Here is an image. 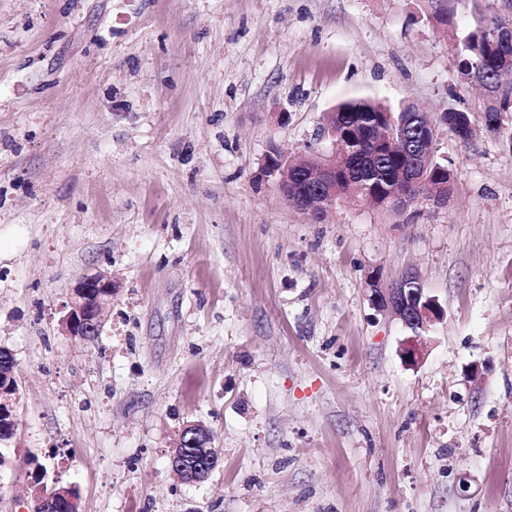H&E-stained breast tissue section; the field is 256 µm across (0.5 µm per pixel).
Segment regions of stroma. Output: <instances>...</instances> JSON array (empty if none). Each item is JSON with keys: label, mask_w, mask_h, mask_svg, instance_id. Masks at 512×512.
<instances>
[{"label": "stroma", "mask_w": 512, "mask_h": 512, "mask_svg": "<svg viewBox=\"0 0 512 512\" xmlns=\"http://www.w3.org/2000/svg\"><path fill=\"white\" fill-rule=\"evenodd\" d=\"M454 44L428 0H0V512H33L39 464L81 512H512V107L439 133L438 207L313 223L264 172L330 151L347 100L481 124ZM372 269L445 310L416 365ZM95 271L117 291L78 341ZM194 421L222 461L185 483L167 454ZM116 285L112 276L95 272L84 276L72 289L61 320L63 331L73 339L86 340L99 334L108 316ZM15 368L16 360L13 353L4 347H0V429L1 425H11L16 418L15 411L19 398V388L13 382ZM5 374L8 378L6 382H4Z\"/></svg>", "instance_id": "35a3bbf8"}]
</instances>
